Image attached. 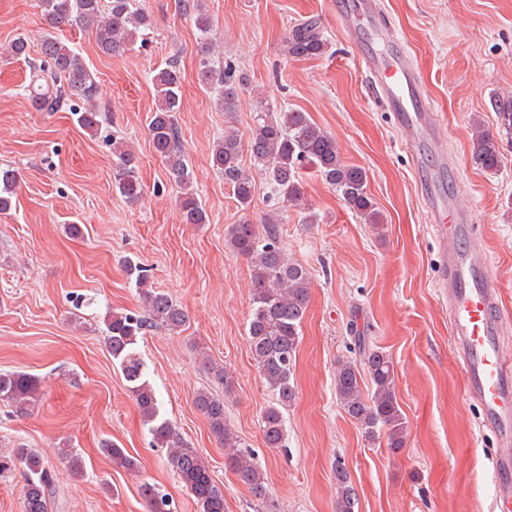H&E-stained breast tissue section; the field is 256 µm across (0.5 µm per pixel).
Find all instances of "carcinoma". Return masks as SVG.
Segmentation results:
<instances>
[{"instance_id": "obj_1", "label": "carcinoma", "mask_w": 512, "mask_h": 512, "mask_svg": "<svg viewBox=\"0 0 512 512\" xmlns=\"http://www.w3.org/2000/svg\"><path fill=\"white\" fill-rule=\"evenodd\" d=\"M46 26L53 30L77 26L90 33L98 50L105 56L121 57L138 39L151 30L153 21L134 0H40ZM183 14L193 19L199 32L201 60L199 80L219 90L216 104L224 110V136L212 152V166L231 188L243 210L253 199V172L263 176L272 195L304 212L306 224L317 223L302 190V172L312 169L334 189L364 222L379 223L371 197L367 193L368 175L361 166L346 163L336 140L312 121L309 114L297 109L279 112L263 107L254 116V130L243 140L234 125L240 80L232 65L212 63V25L197 11L191 0H180ZM327 44L313 23L292 29L288 52L296 57L314 58L325 53ZM0 55L28 58L29 43L18 36L0 49ZM155 108L148 124V134L155 153L162 159L169 182L181 189L178 197L183 221L205 224L208 214L193 189V177L182 147L175 113L181 106V76L176 65L166 64L152 76ZM32 106L39 112H55L65 102L76 98L83 104L75 112L78 125L95 134L103 124L101 92L98 81L83 58L61 39L47 34L40 44V58L30 63L29 82L24 86ZM501 126L512 129V96L493 99ZM249 155L251 167H245L243 155ZM112 185L129 202H136L144 192L138 176L137 156L123 137H112ZM474 165L494 170L501 165L498 141L484 131L472 139ZM18 183L14 169L0 166V212L11 210ZM281 215L272 211L264 217L266 235L261 237L249 221L228 228L229 247L250 260L252 274L251 315L247 336L252 358L271 390L274 401L261 416L264 441L269 448H279L285 441V412L296 399L294 373L302 322L308 306L309 272L288 258L277 239ZM135 283L143 303L140 312H114L105 321L106 344L112 358L119 361L128 389L141 413L153 446L165 448L169 462L182 484L193 496L199 512H225L224 488L213 478L205 458L190 447L176 426L160 415L161 403L145 379L144 364L136 351L138 339L160 328L169 333L186 324L185 311L166 293L152 287L147 269L134 267ZM367 371L371 389L364 392L361 371ZM393 361L382 351L364 354L363 368L342 363L336 369V398L343 410L375 440L386 437L387 447L403 448L407 426L394 391ZM39 398L37 378L24 372L0 373V402L24 415L35 407ZM197 410L207 419L210 431L229 452L225 466L262 504L266 498L265 478L250 454L240 450L238 436L227 425L224 398L209 390L197 392ZM105 452L116 465L132 470L135 459L115 444ZM25 468L23 512H55L58 486L45 462L34 452L18 447L0 454V474L16 465ZM336 512H354L355 494L349 473L341 462L335 464ZM142 495L150 512H172L168 494L145 483Z\"/></svg>"}]
</instances>
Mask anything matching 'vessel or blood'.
<instances>
[{
  "label": "vessel or blood",
  "mask_w": 512,
  "mask_h": 512,
  "mask_svg": "<svg viewBox=\"0 0 512 512\" xmlns=\"http://www.w3.org/2000/svg\"><path fill=\"white\" fill-rule=\"evenodd\" d=\"M336 20L358 41L362 27L379 30L382 40L393 43V30L384 18L379 0H354L352 9L340 10ZM374 100L390 112L401 143L408 151L418 182L426 193L429 222L439 241L441 274L436 288L448 300V327L456 347L469 396L477 401L487 426L500 434L494 459L497 494L512 489L504 478L512 462V361L499 342L506 312L490 270L487 247L474 226L473 214L460 206L458 191L437 188L426 168L425 152L440 160L448 155L441 127L420 71L409 54L393 48L359 52Z\"/></svg>",
  "instance_id": "b4317fda"
}]
</instances>
